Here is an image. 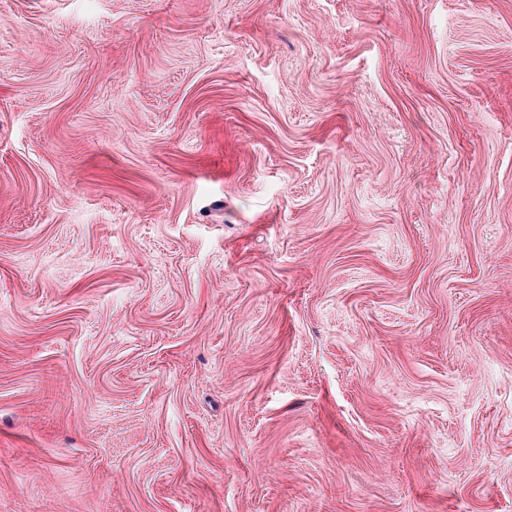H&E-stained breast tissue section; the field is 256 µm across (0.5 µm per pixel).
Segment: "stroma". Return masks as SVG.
<instances>
[{
  "mask_svg": "<svg viewBox=\"0 0 512 512\" xmlns=\"http://www.w3.org/2000/svg\"><path fill=\"white\" fill-rule=\"evenodd\" d=\"M0 512H512V0H0Z\"/></svg>",
  "mask_w": 512,
  "mask_h": 512,
  "instance_id": "obj_1",
  "label": "stroma"
}]
</instances>
